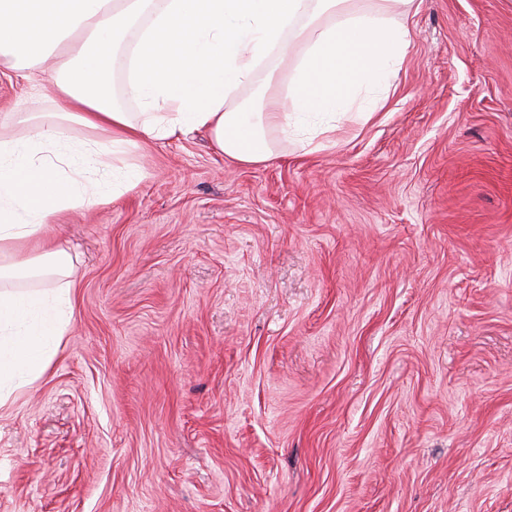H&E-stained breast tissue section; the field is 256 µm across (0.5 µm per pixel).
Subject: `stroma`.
Here are the masks:
<instances>
[{"instance_id":"obj_1","label":"stroma","mask_w":512,"mask_h":512,"mask_svg":"<svg viewBox=\"0 0 512 512\" xmlns=\"http://www.w3.org/2000/svg\"><path fill=\"white\" fill-rule=\"evenodd\" d=\"M404 24L371 118L258 165L143 142L50 219L73 315L0 406V512H512V0ZM51 70L0 117L56 112Z\"/></svg>"}]
</instances>
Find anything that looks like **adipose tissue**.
Masks as SVG:
<instances>
[{"label":"adipose tissue","instance_id":"ef3b65f1","mask_svg":"<svg viewBox=\"0 0 512 512\" xmlns=\"http://www.w3.org/2000/svg\"><path fill=\"white\" fill-rule=\"evenodd\" d=\"M362 10L354 0H0V68L26 71L55 58L52 89L58 120L19 138L0 131V401L31 383L57 352L73 315L69 252L46 240L49 219L102 201L88 168L111 170L109 156L145 139L189 129L209 131L225 157L268 161L269 128L299 115L351 111L353 90L377 92L402 63L409 32L390 10L410 13L416 0H388ZM304 52L287 91L265 89L258 111L230 104L270 53ZM130 53L129 92L141 118L118 108L110 72ZM109 132L108 143L73 140L70 121ZM39 279L46 292H15L9 283Z\"/></svg>","mask_w":512,"mask_h":512}]
</instances>
